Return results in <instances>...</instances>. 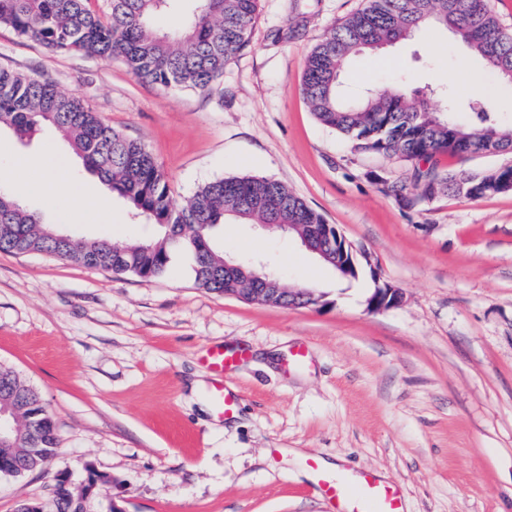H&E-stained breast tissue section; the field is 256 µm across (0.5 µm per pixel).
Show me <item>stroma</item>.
I'll return each instance as SVG.
<instances>
[{
    "mask_svg": "<svg viewBox=\"0 0 512 512\" xmlns=\"http://www.w3.org/2000/svg\"><path fill=\"white\" fill-rule=\"evenodd\" d=\"M365 3L258 0L248 45L205 91L148 84L121 60L51 51L0 24V66L52 81L143 143L174 204L222 177L275 179L371 260L342 281L287 236L222 225L226 256L321 297L288 308L198 288L185 253L144 280L0 252V365L39 392L59 435L46 470L0 477V512L90 468L110 478L99 498L124 512H328L301 474L317 458L399 486L408 512H512V190L409 207L378 182L403 181L407 161L356 151L316 120L307 58ZM400 84L483 93L512 123V85L452 33L353 57L342 74L349 92ZM44 151L60 177L91 183L54 129H4L0 188L16 159ZM21 202L77 237L154 233L119 197L81 216L36 190ZM378 280L401 289L399 306L368 309ZM215 347L245 353L225 379L238 397L228 418L207 410Z\"/></svg>",
    "mask_w": 512,
    "mask_h": 512,
    "instance_id": "1",
    "label": "stroma"
}]
</instances>
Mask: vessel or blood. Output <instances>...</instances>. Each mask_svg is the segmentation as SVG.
<instances>
[{
	"label": "vessel or blood",
	"mask_w": 512,
	"mask_h": 512,
	"mask_svg": "<svg viewBox=\"0 0 512 512\" xmlns=\"http://www.w3.org/2000/svg\"><path fill=\"white\" fill-rule=\"evenodd\" d=\"M207 361L216 374L211 388L216 407L220 412L231 413L235 397L226 391L223 375L234 365L236 358L224 351L215 350L209 353ZM319 484L323 496L332 504L335 512H407L401 490L380 482L371 473L359 476L355 486L350 489L327 475L321 476Z\"/></svg>",
	"instance_id": "1"
}]
</instances>
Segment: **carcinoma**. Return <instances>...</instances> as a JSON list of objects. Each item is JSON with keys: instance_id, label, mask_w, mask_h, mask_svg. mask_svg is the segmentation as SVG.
I'll return each mask as SVG.
<instances>
[{"instance_id": "carcinoma-1", "label": "carcinoma", "mask_w": 512, "mask_h": 512, "mask_svg": "<svg viewBox=\"0 0 512 512\" xmlns=\"http://www.w3.org/2000/svg\"><path fill=\"white\" fill-rule=\"evenodd\" d=\"M258 0H111L105 16L89 0H0V24L23 38L61 51L120 58L138 79L165 87L207 90L224 73L225 63L248 43ZM179 20L166 31L154 27L161 15ZM423 29L456 35L495 72L512 84V31L500 27L488 0H367L335 25L308 57L304 94L323 126L351 140L355 150L399 156L412 163L409 184L416 195L406 199V184L384 180L383 186L411 205L440 193L479 199L498 192L487 174L440 165L448 134L478 146L495 138L512 151V124L490 110L481 95L463 98L448 87L443 104L405 85L359 97L347 96L339 76L349 58L378 51ZM51 126L65 137L85 167L126 200L134 214L156 226L155 235L127 243L77 238L44 222L36 212L0 191V252L45 253L76 263L152 279L166 272L171 253L187 248L193 255L198 287L222 294L241 287L224 278V248L216 228L227 220L240 224H323L313 210L283 183L264 177L230 176L199 187L177 208L155 156L100 120L85 104L51 81L0 68V129L17 137ZM0 409L11 416L13 430L0 444V457L21 470L0 471L19 478L41 469L59 447L56 424L39 392L13 370L0 366ZM97 497L79 500L66 475L56 476L45 512H100Z\"/></svg>"}]
</instances>
